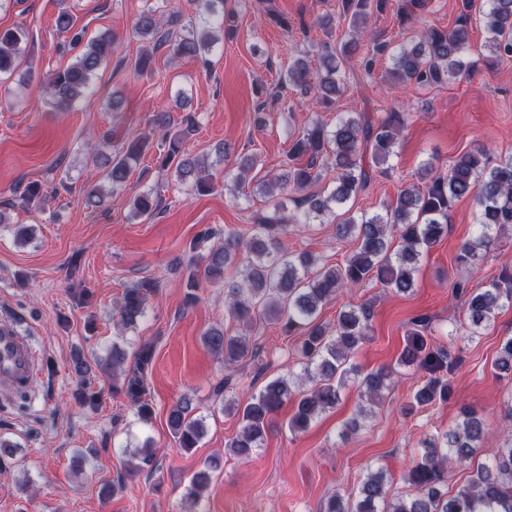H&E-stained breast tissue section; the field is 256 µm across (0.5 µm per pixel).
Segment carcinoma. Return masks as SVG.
I'll use <instances>...</instances> for the list:
<instances>
[{"label": "carcinoma", "instance_id": "carcinoma-1", "mask_svg": "<svg viewBox=\"0 0 512 512\" xmlns=\"http://www.w3.org/2000/svg\"><path fill=\"white\" fill-rule=\"evenodd\" d=\"M198 24H181L174 12L164 18L149 6L132 24L133 36L145 48L130 62H120L134 77L154 72L157 53L169 58L190 57L203 68L210 65V54L220 39H235L240 33L237 12L224 9V0H196ZM391 0H341L340 14L348 20V29L340 39L332 32L334 18L323 15L316 20L325 39L317 43L318 67L312 68L304 56H298L281 76L279 84L303 96H312L322 108H329L344 91L342 78L346 65L356 60L368 75L378 58L387 55L391 66L384 79L394 85L414 84L434 88L452 80L471 76L480 59L471 55L474 0H461L459 14L451 28L422 26L410 40L394 47L391 42L369 32L375 14L385 11ZM429 0H400L395 16L398 26L407 29L421 26ZM484 25L485 51L494 60L512 58V0H484L479 10ZM29 43L25 28L0 31V76L12 75L16 60ZM114 52V36L104 34L86 41L75 59L62 69L52 71L44 82L45 103L53 110H69L75 101L91 89L99 69L107 65ZM169 133L171 116L166 112L153 115L150 125L163 133L161 167L173 170L177 182L187 185L191 193L207 195L214 189V177L202 160L184 150L187 137L194 131V121ZM405 124L402 112H386L379 117L360 113L339 117L334 126L319 116L293 135L288 164L273 177L257 183L259 193L274 202L273 210L256 220L255 233L247 238L232 230L224 240L214 243L205 258V279L224 283V310L242 326L241 332L228 335L219 327L203 336L205 346L224 359L232 368L255 357L248 333L260 323L280 325L286 336H298L299 352L305 359L299 379L311 387L298 393L289 377L280 375L267 381L242 407L228 401L224 409L233 411L240 420L235 438L225 453L248 458L261 447L267 425L273 415L288 403L295 413L288 428L301 431L319 415L333 410L340 402L348 381L357 382L359 397L376 404L390 388V374L376 370L359 375L350 363L371 330L373 305L369 302L341 307L336 322H317L319 310L335 301L345 289L360 287L372 277L397 293H407L415 285L420 258L448 230V215L455 201L471 199L476 213V234L463 243L457 261L476 266L483 260V249L491 236L512 226V156L492 161L489 150L478 146L448 164V169H434L429 164L423 173L424 185L415 184L399 191L396 200L385 206V213L371 216L352 214L344 205L372 180L374 169L394 155L397 137ZM150 144V134L143 132L117 146L112 156L97 161L104 168L95 184L86 186V206L103 205L105 189L123 186L132 169ZM236 187L245 185L257 159L252 154L236 156ZM336 173L329 190L309 192L320 184L328 172ZM307 192L300 198L297 212L280 214L278 196L287 191ZM340 209L336 217V238L353 239L358 247L336 265L320 263L308 252L293 253L281 245V236L292 224H308L313 219ZM159 209L154 192L144 191L132 199L131 217L149 218ZM235 267L232 275L224 270ZM450 288L464 298L471 335L495 322L503 307L512 305V277L506 274L472 291L454 281ZM156 291V281L144 279L125 289L115 308L116 327L133 326L144 317L149 296ZM398 364L425 373V381L413 399L419 405L446 401L451 392L447 374L452 372L451 353L426 336L428 322L418 317L411 322ZM155 357L154 345L143 343L133 352V362L123 368L127 353L117 343L105 358L112 366V392L121 394L132 405L137 419L150 421L153 407L148 397L147 380ZM495 367L512 373V336L502 341ZM192 402L182 400L170 411L168 425L178 447H197L205 434L204 421L193 416ZM455 427L424 439L419 457L409 470L405 482L408 492L388 494L389 479L382 471L368 470L357 489L332 494L322 512H512V438L496 449L487 462L477 466L474 478L448 494V472L458 464L473 459L481 447L484 428L476 411L466 409ZM155 452L147 445L128 461L132 474L153 471ZM213 464L196 472L187 497H200L211 481Z\"/></svg>", "mask_w": 512, "mask_h": 512}]
</instances>
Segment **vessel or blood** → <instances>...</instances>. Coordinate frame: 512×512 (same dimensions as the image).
I'll list each match as a JSON object with an SVG mask.
<instances>
[{
  "label": "vessel or blood",
  "mask_w": 512,
  "mask_h": 512,
  "mask_svg": "<svg viewBox=\"0 0 512 512\" xmlns=\"http://www.w3.org/2000/svg\"><path fill=\"white\" fill-rule=\"evenodd\" d=\"M38 374V357L14 322L0 320V385L25 390Z\"/></svg>",
  "instance_id": "1"
}]
</instances>
